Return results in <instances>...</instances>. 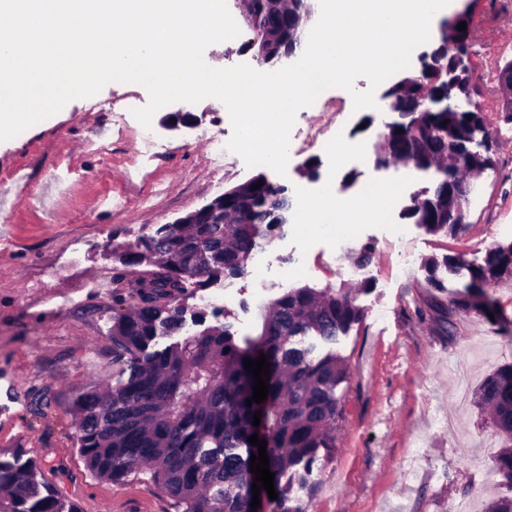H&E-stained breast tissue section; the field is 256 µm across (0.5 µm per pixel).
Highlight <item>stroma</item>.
I'll return each instance as SVG.
<instances>
[{
	"mask_svg": "<svg viewBox=\"0 0 512 512\" xmlns=\"http://www.w3.org/2000/svg\"><path fill=\"white\" fill-rule=\"evenodd\" d=\"M473 28L472 99L484 109L493 165L477 180L462 232L431 235L402 216L410 196L432 186L433 173L379 169L366 156L334 165L308 138L320 113L300 112L285 174L269 169L266 177L296 202L319 187L303 174L313 157L320 173L331 175L339 201L358 198L361 183L385 182L394 193L387 223L363 221L340 246L286 225L261 252L263 276L218 278L179 300L189 312L205 313L210 325L215 313L230 309L243 338L260 333L264 307L285 289L358 288L364 318L335 344L349 367L337 389L345 420L335 451L314 468L309 490L297 494L305 512H453L466 500L484 512L512 495V486L489 469L504 438L490 410L474 401L488 374L512 365V281L487 286L493 319L459 316L454 334L414 315L416 307L447 300L449 290L469 281L464 270L445 277V291L432 288L431 260L459 254L469 266L480 265L492 246L512 243V122L498 110L495 81L497 69L512 61V46L503 44L512 34V0H477ZM134 91L109 83L0 142V456L23 450L81 512H172L148 474L121 484L98 479L78 453L74 399L89 382L121 378L124 364L110 339L112 308L119 300L131 304L130 282L140 274L129 268L126 280L113 284L116 263L106 246L134 241L261 173L232 152L215 168L202 137L228 139L233 129L213 98L189 104L198 119L191 130L164 128L177 106L160 108L152 118L160 147L143 154L140 123L122 112ZM342 98L345 136L373 148L393 114L357 111L350 93ZM101 138L110 142L104 155L91 149ZM350 173L356 182L349 186ZM397 228L405 240L394 236ZM367 244L374 248L371 261L355 266ZM300 260L310 275L284 277V267ZM228 283L237 290L230 304L222 299Z\"/></svg>",
	"mask_w": 512,
	"mask_h": 512,
	"instance_id": "stroma-1",
	"label": "stroma"
}]
</instances>
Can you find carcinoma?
Returning <instances> with one entry per match:
<instances>
[{"mask_svg":"<svg viewBox=\"0 0 512 512\" xmlns=\"http://www.w3.org/2000/svg\"><path fill=\"white\" fill-rule=\"evenodd\" d=\"M246 23L250 38L242 51L261 62L282 49L296 52L299 29L288 19L305 12L308 0H252ZM472 14L461 15L448 33L408 71L387 82L400 113L383 134L384 152L374 165L399 161L436 175L432 186L410 196L404 217L429 233L456 235L467 212L452 208L451 196L463 179L448 181V153L460 173L490 166L492 158L470 157L466 149L474 128L488 137L482 112L430 108L426 100L448 98L447 75L437 67L461 48ZM222 224H161L123 250L122 266H148L134 280L136 302L112 315V351L127 362L126 378L102 390L93 385L75 400L78 451L91 476L119 483L143 468L169 499L174 512H255L251 508L250 457L258 453L249 437L267 441L277 499L274 512H305L294 504L293 487L308 484L314 464L336 448V431L345 420L337 387L349 368L334 351L315 353L299 338L314 336L333 344L363 319L351 288H290L269 303L260 334L238 338L231 325H212L162 349L151 348L158 336H177L185 309L177 304L189 286L204 288L220 277L246 272L252 255L289 224L293 203L287 189L264 174L224 191ZM465 265L460 255L433 262L429 281L444 290L438 271ZM463 289L448 291V306L429 304L435 321L453 333L456 317L471 312L488 316L492 301L484 286L512 280V243L491 247L484 264L469 268ZM427 309V310H429ZM427 310L419 307L420 321ZM270 363L267 399L253 396L254 377L244 361L260 355ZM479 401L491 408L497 428L511 445L496 455L490 470L512 486V365L489 375L479 387ZM261 412L259 426L254 413ZM36 461L17 451L0 458V512H80L57 487L38 477Z\"/></svg>","mask_w":512,"mask_h":512,"instance_id":"cac0c4a2","label":"carcinoma"}]
</instances>
